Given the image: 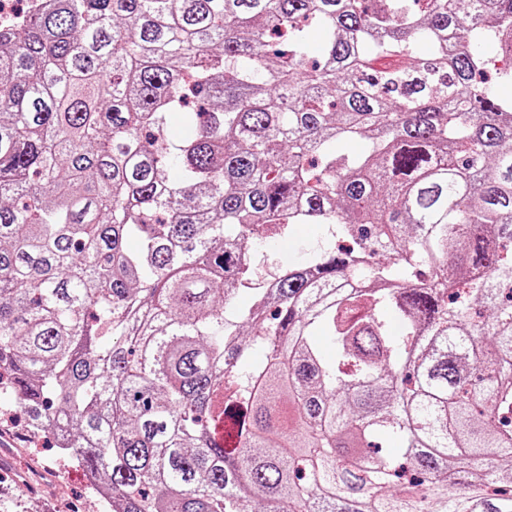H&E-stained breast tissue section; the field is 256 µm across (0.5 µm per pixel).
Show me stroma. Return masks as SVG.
<instances>
[{
    "label": "stroma",
    "instance_id": "obj_1",
    "mask_svg": "<svg viewBox=\"0 0 512 512\" xmlns=\"http://www.w3.org/2000/svg\"><path fill=\"white\" fill-rule=\"evenodd\" d=\"M327 235L324 226L302 224L295 240L249 241L266 263L300 261L305 249ZM0 512H108L85 473L44 447L41 438L10 423H0Z\"/></svg>",
    "mask_w": 512,
    "mask_h": 512
}]
</instances>
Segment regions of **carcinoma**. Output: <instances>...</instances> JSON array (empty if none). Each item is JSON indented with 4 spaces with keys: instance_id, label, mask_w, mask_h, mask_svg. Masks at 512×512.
<instances>
[{
    "instance_id": "1",
    "label": "carcinoma",
    "mask_w": 512,
    "mask_h": 512,
    "mask_svg": "<svg viewBox=\"0 0 512 512\" xmlns=\"http://www.w3.org/2000/svg\"><path fill=\"white\" fill-rule=\"evenodd\" d=\"M487 44L512 54V0H38L0 26V397L111 512H512ZM301 224L328 236L262 284L246 242Z\"/></svg>"
}]
</instances>
